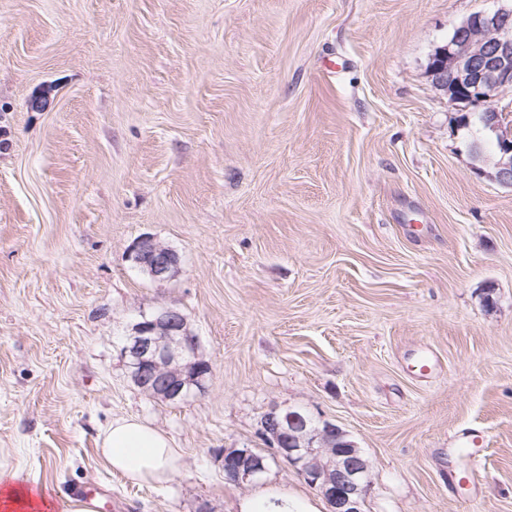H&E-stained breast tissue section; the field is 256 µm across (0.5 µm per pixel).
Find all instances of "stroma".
I'll list each match as a JSON object with an SVG mask.
<instances>
[{"label": "stroma", "mask_w": 512, "mask_h": 512, "mask_svg": "<svg viewBox=\"0 0 512 512\" xmlns=\"http://www.w3.org/2000/svg\"><path fill=\"white\" fill-rule=\"evenodd\" d=\"M497 6L0 0V448L30 481L101 512H233L221 452L264 449L276 406L361 449L364 512H512V189L428 74ZM146 235L171 281L131 261ZM161 304L211 363L177 405L120 342ZM128 415L171 437L167 482L102 463ZM129 257L141 271L158 283L172 280L179 271L178 254L151 236L137 240L130 249Z\"/></svg>", "instance_id": "stroma-1"}]
</instances>
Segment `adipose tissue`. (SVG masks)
I'll list each match as a JSON object with an SVG mask.
<instances>
[{"mask_svg": "<svg viewBox=\"0 0 512 512\" xmlns=\"http://www.w3.org/2000/svg\"><path fill=\"white\" fill-rule=\"evenodd\" d=\"M99 453L115 472L132 482L168 480L176 471V450L162 431L135 416L113 420L101 438ZM0 512H97L96 500H57L45 488L29 482L10 453L0 452ZM238 512H318L305 497L266 486L244 497Z\"/></svg>", "mask_w": 512, "mask_h": 512, "instance_id": "adipose-tissue-1", "label": "adipose tissue"}]
</instances>
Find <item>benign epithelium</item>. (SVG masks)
Instances as JSON below:
<instances>
[{"mask_svg": "<svg viewBox=\"0 0 512 512\" xmlns=\"http://www.w3.org/2000/svg\"><path fill=\"white\" fill-rule=\"evenodd\" d=\"M429 72L451 102L461 98L469 105H480L501 89L512 88V7L467 17L436 49ZM482 126L495 147L496 178L512 186V132L504 129L495 108L483 110ZM129 257L158 283L172 280L179 271L178 254L151 236L137 240ZM122 353L132 383L165 403H184L204 391L211 373L199 337L172 306L141 314L124 338ZM314 422L305 411L275 407L265 411L259 436L272 455L251 448L224 449L225 480L250 486L267 470L269 459L283 458L319 489L330 512H364L369 460L335 424L324 420L314 429Z\"/></svg>", "mask_w": 512, "mask_h": 512, "instance_id": "obj_1", "label": "benign epithelium"}]
</instances>
